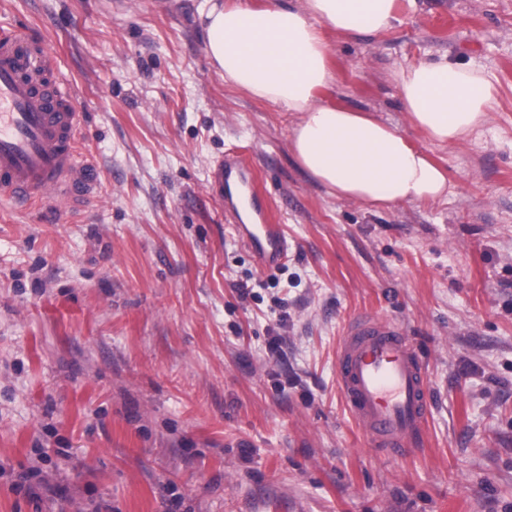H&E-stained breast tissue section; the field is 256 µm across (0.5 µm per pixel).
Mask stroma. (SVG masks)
I'll use <instances>...</instances> for the list:
<instances>
[{"label": "stroma", "instance_id": "1", "mask_svg": "<svg viewBox=\"0 0 512 512\" xmlns=\"http://www.w3.org/2000/svg\"><path fill=\"white\" fill-rule=\"evenodd\" d=\"M205 4L0 0V25L46 41L101 171L78 207L0 202V512H512V0H402L384 33L329 34L322 101L375 112L448 176L447 198L380 212L297 166L290 114L225 87ZM443 55L498 99L452 147L411 127L388 77ZM233 151L284 227L276 267L210 187ZM359 314L424 359L417 453L371 447L341 398ZM31 468L36 497L17 488Z\"/></svg>", "mask_w": 512, "mask_h": 512}]
</instances>
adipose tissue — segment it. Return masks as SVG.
Segmentation results:
<instances>
[{
  "label": "adipose tissue",
  "mask_w": 512,
  "mask_h": 512,
  "mask_svg": "<svg viewBox=\"0 0 512 512\" xmlns=\"http://www.w3.org/2000/svg\"><path fill=\"white\" fill-rule=\"evenodd\" d=\"M396 18L397 0H207L199 24L225 86L294 115L289 142L298 167L330 195L379 212L446 198L445 173L398 127L323 103L318 92L335 80L327 32L377 35ZM390 79L411 125L440 146L478 134L497 107L489 74L454 59L399 65Z\"/></svg>",
  "instance_id": "1"
}]
</instances>
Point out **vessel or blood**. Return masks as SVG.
Segmentation results:
<instances>
[{"label": "vessel or blood", "mask_w": 512, "mask_h": 512, "mask_svg": "<svg viewBox=\"0 0 512 512\" xmlns=\"http://www.w3.org/2000/svg\"><path fill=\"white\" fill-rule=\"evenodd\" d=\"M79 118L75 95L55 76L45 48L26 27L0 29V201L32 209L55 199L74 207L98 186L93 163H78ZM227 210L233 191H247L252 221L237 231L262 266L288 257V241L256 184L250 165L228 154L213 170ZM346 407L374 447L402 456L425 443L431 413L424 364L404 328L376 315L349 322L336 358Z\"/></svg>", "instance_id": "b4317fda"}]
</instances>
